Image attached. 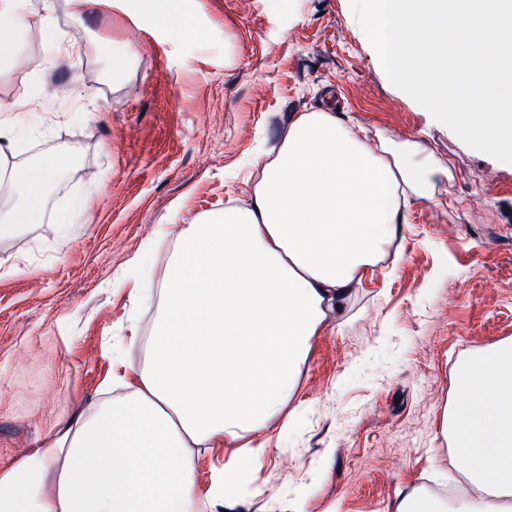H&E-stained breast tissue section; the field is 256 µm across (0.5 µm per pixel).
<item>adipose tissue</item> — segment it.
Returning <instances> with one entry per match:
<instances>
[{
	"instance_id": "1",
	"label": "adipose tissue",
	"mask_w": 512,
	"mask_h": 512,
	"mask_svg": "<svg viewBox=\"0 0 512 512\" xmlns=\"http://www.w3.org/2000/svg\"><path fill=\"white\" fill-rule=\"evenodd\" d=\"M421 152L373 149L330 113H299L250 200L178 234L161 289L139 284L138 297L161 307L144 363L124 364L128 396L0 468V512H192L188 445L250 436L209 489L234 499L311 340L391 245L408 199L434 197L437 170ZM58 167L49 156L12 172L24 218L41 212ZM443 428L473 493L450 511L411 497L395 512H512V342L465 360Z\"/></svg>"
}]
</instances>
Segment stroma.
Here are the masks:
<instances>
[{
  "instance_id": "1",
  "label": "stroma",
  "mask_w": 512,
  "mask_h": 512,
  "mask_svg": "<svg viewBox=\"0 0 512 512\" xmlns=\"http://www.w3.org/2000/svg\"><path fill=\"white\" fill-rule=\"evenodd\" d=\"M56 2L80 53L44 36L33 60L22 26L0 66V167L62 161L42 212L0 237V468L127 396L115 359L144 360L158 313L135 286L163 277L177 231L249 199L258 153L287 136L299 100L369 147L421 144L437 192L412 200L388 255L312 340L235 502L207 491L237 446L189 445L204 512H393L421 482L456 480L443 418L458 370L512 340V164L390 82L350 0H188L164 21L136 0L78 17Z\"/></svg>"
}]
</instances>
